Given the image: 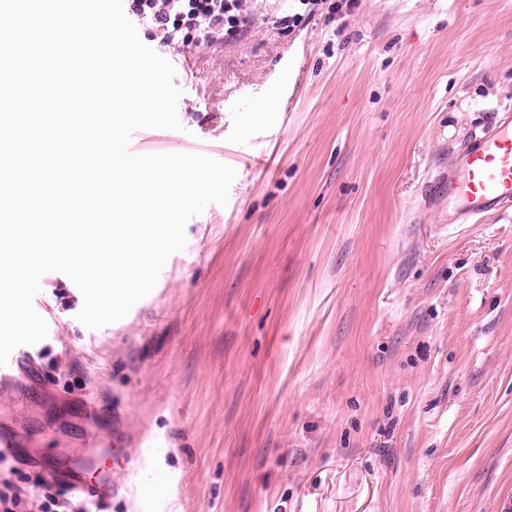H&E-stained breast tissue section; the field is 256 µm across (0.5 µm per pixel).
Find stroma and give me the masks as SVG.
I'll return each mask as SVG.
<instances>
[{
  "label": "stroma",
  "mask_w": 512,
  "mask_h": 512,
  "mask_svg": "<svg viewBox=\"0 0 512 512\" xmlns=\"http://www.w3.org/2000/svg\"><path fill=\"white\" fill-rule=\"evenodd\" d=\"M233 42L159 48L180 129L136 155L235 168L227 205L126 317L76 318L41 281L43 393L0 416L61 466L87 456L77 394L155 477L110 512H512V213L444 230L428 173L512 107V0H357ZM79 399L88 426L91 429H95L103 425L106 418V411L99 402L87 393L82 394Z\"/></svg>",
  "instance_id": "35a3bbf8"
}]
</instances>
